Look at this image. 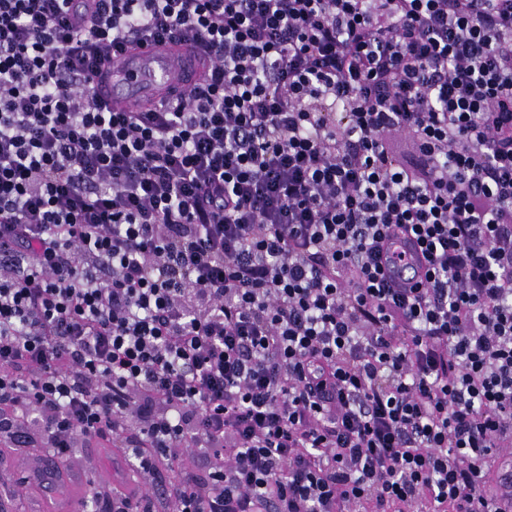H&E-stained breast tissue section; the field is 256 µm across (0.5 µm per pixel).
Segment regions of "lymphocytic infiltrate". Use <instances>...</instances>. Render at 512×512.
Instances as JSON below:
<instances>
[{"instance_id": "1", "label": "lymphocytic infiltrate", "mask_w": 512, "mask_h": 512, "mask_svg": "<svg viewBox=\"0 0 512 512\" xmlns=\"http://www.w3.org/2000/svg\"><path fill=\"white\" fill-rule=\"evenodd\" d=\"M161 33L201 80L113 111ZM37 439L150 477L93 512H502L512 0H0V440ZM414 253L412 260H408V265L405 268H401L398 272H392L388 261L386 260V254L383 252L378 260L389 288H410L418 280L417 272H421V267H424L425 261L420 251H417L410 247Z\"/></svg>"}]
</instances>
